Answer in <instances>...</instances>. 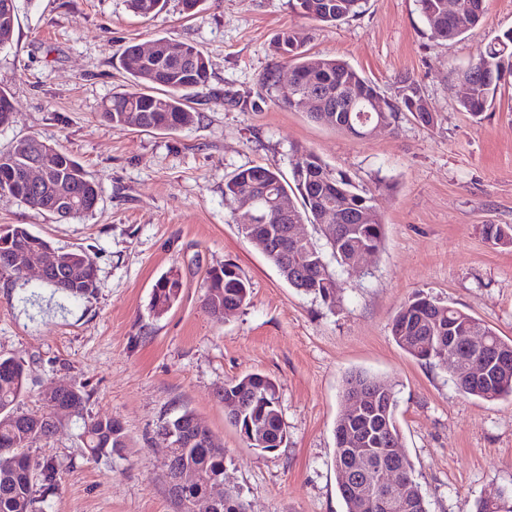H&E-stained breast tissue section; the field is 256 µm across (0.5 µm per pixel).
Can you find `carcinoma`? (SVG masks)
<instances>
[{
	"label": "carcinoma",
	"mask_w": 512,
	"mask_h": 512,
	"mask_svg": "<svg viewBox=\"0 0 512 512\" xmlns=\"http://www.w3.org/2000/svg\"><path fill=\"white\" fill-rule=\"evenodd\" d=\"M290 7L298 14L325 26H335L362 12L364 0H289ZM421 18L436 36L454 40L467 32L460 27L454 13L448 10V0H417ZM466 10L470 27L483 22L484 0H459ZM164 0H130V7L138 14L149 16L158 13ZM17 0H0V47L13 39L17 18ZM307 36L299 29L288 28L278 33L271 48L291 67L294 80L293 99L288 106L305 109L304 99L311 95L321 98L323 108L309 112L315 121L331 126L350 137L364 139L378 123L390 126L403 112L410 113L422 126H431L436 114L422 111L415 104L422 100L421 87L411 77L399 79L398 95L383 100L384 110L369 112L370 102L379 96L371 81L362 76L350 63L333 57H311L304 51ZM121 68L130 81V90L112 97V102L102 112L105 122L125 128L130 121L139 119L143 130L180 131L197 119L190 106V99L210 79V64L197 47L185 45L180 61L159 57L144 61L139 45L128 46L120 60ZM512 75V30L496 36L481 49L476 57L459 74V81L467 85V94L459 99L461 109L474 116L491 106L502 78ZM38 157L36 147L21 139L6 152H0V191L8 193L25 205L48 212L58 219L59 199L64 193L77 194L86 203L99 198L100 187L90 179L81 164L65 151L48 160L49 182L35 195L28 191L18 178V172L28 161ZM293 183H288L279 170L262 165L240 168L224 183V201L231 208L235 223L245 234L262 236L270 233L277 223L270 200L288 196L295 189L301 207H292L298 222L308 221L323 225L331 222L336 232L326 236L327 250L311 241L296 244L288 254V273L283 278L297 291L327 302L339 288L337 270L349 267L347 259L356 250L376 252L383 244L385 229L383 217L375 199L362 193L343 171L325 163L313 150L296 146L291 153ZM252 185L256 192L266 195L254 212L240 210L239 194L242 188ZM484 237L500 247H512V225L485 224ZM48 246L43 238L31 233L22 225L0 226V276L21 280L22 266L29 258ZM70 258L85 265L82 279L66 274L52 273L45 284L54 292L68 298H85L92 295V258L82 249L68 252ZM179 279L173 275L161 277L152 293L151 309L160 315L171 309L180 299ZM251 298V285L240 274L236 265L226 263L212 269L207 277L203 306L206 312L217 317L220 311L233 315L246 307ZM457 336L461 362L471 355L465 336L476 329L487 337L488 344L498 352L502 363L491 369L489 379L483 383L471 380L465 366L452 376L456 387L464 394L483 401L512 397V341L504 340L495 331L467 312L450 304L437 301L422 293L404 301L395 312L390 332L397 346L419 361L430 362L438 358L437 347L448 342V327ZM363 384L377 395L374 416H362L347 421L339 413L336 431L346 427L358 428L370 435L365 444L373 467L394 466L408 479L412 497L405 508H390L388 512H429L427 501L414 478L413 463L402 451V435L396 415L397 398L394 385L385 377L363 371L351 373L346 385ZM276 382L262 373H248L224 384V399L236 403L237 410L226 413V418L238 429L248 422L260 421L268 433L284 431V424L276 396ZM26 389L24 365L11 358H0V512H36V504L47 502L61 483L63 469L51 458L33 457L30 446L41 438L52 435L65 418L80 422V438L88 455L94 459H110L121 454L126 436L123 426L110 418L85 414L89 395L82 387H73L59 396L54 407L43 405L38 412L20 409ZM161 427L179 433L181 443L172 449L173 454L186 467L203 473L208 482H224V449L216 448L199 433H209L201 427L196 415L184 409L175 416L164 418ZM389 448L399 449L401 459L387 455ZM208 482L188 485L181 490V500L176 506L190 512V506L207 495ZM501 508L489 509L486 500L479 499L466 507V512H512V504L499 496ZM220 512H247L240 493L232 488Z\"/></svg>",
	"instance_id": "1"
}]
</instances>
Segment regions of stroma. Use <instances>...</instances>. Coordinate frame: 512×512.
<instances>
[{
  "mask_svg": "<svg viewBox=\"0 0 512 512\" xmlns=\"http://www.w3.org/2000/svg\"><path fill=\"white\" fill-rule=\"evenodd\" d=\"M485 19L455 41L434 37L416 0H368L359 16L326 27L288 0H182L144 17L129 0H18L12 42L0 48V88L14 105L0 151L24 137L71 153L100 186L96 208L61 221L0 194V225L20 224L59 250H87L92 297L67 299L43 285L0 277V357L23 362L35 412L57 382L85 387L91 416H109L127 446L111 461L83 454L75 425L33 443L63 478L46 512H175L164 477L161 419L192 410L224 446L226 476L249 512H344L333 462L347 374L392 381L402 443L429 512L512 491V398L460 392L447 360L413 359L393 341L398 307L421 291L512 340V248L492 245L484 224L512 225V79L482 115L458 104V72L512 29V0H485ZM304 30L311 56L347 60L392 98L408 75L434 125L403 114L356 140L288 107L289 68L271 51L284 28ZM164 37L202 49L211 78L180 131L116 128L100 113L127 87L118 58L132 43ZM277 71L275 86L264 77ZM314 150L372 194L385 224L381 249L341 273L335 301L291 288L232 220L224 182L269 165L290 176L294 146ZM231 262L251 302L216 320L203 308L209 269ZM178 273L181 294L163 315L153 287ZM250 372L274 379L286 440L263 452L224 414L226 382Z\"/></svg>",
  "mask_w": 512,
  "mask_h": 512,
  "instance_id": "35a3bbf8",
  "label": "stroma"
}]
</instances>
